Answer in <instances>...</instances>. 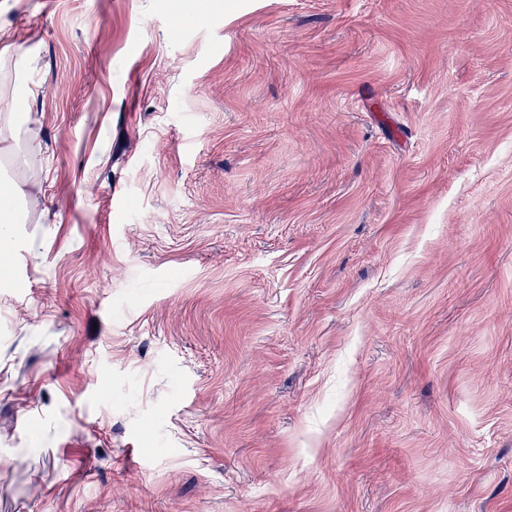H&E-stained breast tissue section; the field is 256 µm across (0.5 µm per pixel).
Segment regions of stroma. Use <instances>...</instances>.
Here are the masks:
<instances>
[{"instance_id":"stroma-1","label":"stroma","mask_w":512,"mask_h":512,"mask_svg":"<svg viewBox=\"0 0 512 512\" xmlns=\"http://www.w3.org/2000/svg\"><path fill=\"white\" fill-rule=\"evenodd\" d=\"M0 27V512H512V0ZM1 97L0 108V157L8 158L18 154L21 147V130L18 126V113L22 112L19 102L12 101L3 104ZM37 184V179L18 183L0 178V253L6 249L3 230L13 224L24 223V203L28 196V190Z\"/></svg>"}]
</instances>
